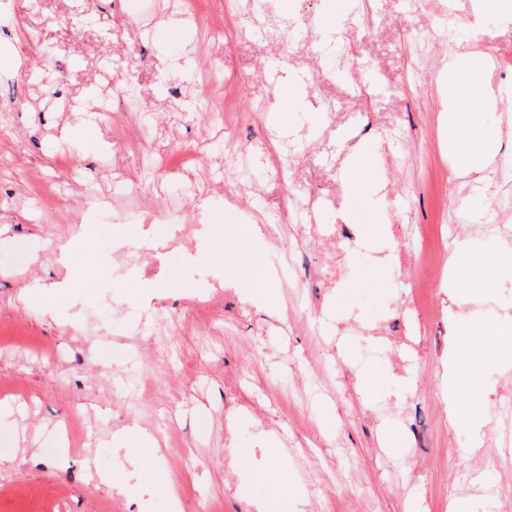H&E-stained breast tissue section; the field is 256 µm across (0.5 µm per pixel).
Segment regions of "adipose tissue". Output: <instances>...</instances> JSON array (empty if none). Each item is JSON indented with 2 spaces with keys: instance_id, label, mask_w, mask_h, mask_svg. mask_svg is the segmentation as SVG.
<instances>
[{
  "instance_id": "1",
  "label": "adipose tissue",
  "mask_w": 512,
  "mask_h": 512,
  "mask_svg": "<svg viewBox=\"0 0 512 512\" xmlns=\"http://www.w3.org/2000/svg\"><path fill=\"white\" fill-rule=\"evenodd\" d=\"M441 94L451 147L460 151L474 172H485L490 156L496 149L494 139L471 113L460 111L459 97L454 89H442ZM500 263V258L477 255L467 242L458 243L450 257V265L455 269L463 290L470 294L487 288ZM449 332L448 357L441 374V395L448 410V420L455 425L459 422V399L474 394L480 385L475 364L483 359L485 347L474 342V333L495 337L493 349L499 363L506 368L512 366V338L498 335L496 328L490 325L477 331L471 326L454 323L450 325Z\"/></svg>"
}]
</instances>
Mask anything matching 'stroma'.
<instances>
[{
	"instance_id": "stroma-1",
	"label": "stroma",
	"mask_w": 512,
	"mask_h": 512,
	"mask_svg": "<svg viewBox=\"0 0 512 512\" xmlns=\"http://www.w3.org/2000/svg\"><path fill=\"white\" fill-rule=\"evenodd\" d=\"M268 6L282 41L241 38L250 20L224 0L193 18L178 0H0V512H512V369L481 368L478 450L436 375L449 321L512 335L492 310L512 265L466 298L426 261L449 259V225L512 213V120L482 112L500 148L479 180L448 146L439 95L459 54L512 55V0H339V60L311 43L316 13ZM302 40L309 85L284 112L276 64ZM358 143L366 198L349 216ZM170 212L184 236L145 221ZM314 225L351 236L317 242ZM89 265L96 277L66 287ZM365 369L382 375L366 398ZM368 161V151L364 148L353 147L347 159L346 197L350 204L359 205L363 201V193L359 187V176L364 171Z\"/></svg>"
}]
</instances>
